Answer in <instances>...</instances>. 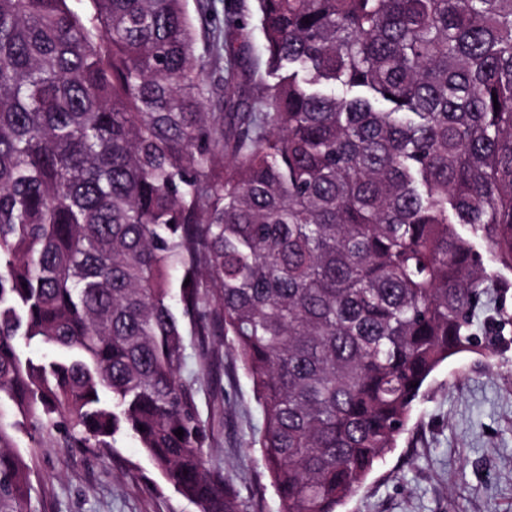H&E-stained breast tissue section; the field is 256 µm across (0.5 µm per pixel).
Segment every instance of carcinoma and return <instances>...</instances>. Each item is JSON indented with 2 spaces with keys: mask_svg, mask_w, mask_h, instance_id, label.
Returning a JSON list of instances; mask_svg holds the SVG:
<instances>
[{
  "mask_svg": "<svg viewBox=\"0 0 512 512\" xmlns=\"http://www.w3.org/2000/svg\"><path fill=\"white\" fill-rule=\"evenodd\" d=\"M87 2L0 0V512L46 429L130 436L199 512H243L187 335L205 369L209 337L236 351L279 512H339L430 375L512 326L486 306L512 272V0H257L266 77L219 84L187 0ZM200 19L236 56L246 22Z\"/></svg>",
  "mask_w": 512,
  "mask_h": 512,
  "instance_id": "cac0c4a2",
  "label": "carcinoma"
}]
</instances>
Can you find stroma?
<instances>
[{
	"label": "stroma",
	"instance_id": "stroma-1",
	"mask_svg": "<svg viewBox=\"0 0 512 512\" xmlns=\"http://www.w3.org/2000/svg\"><path fill=\"white\" fill-rule=\"evenodd\" d=\"M219 358L198 406L213 425L209 463L222 466L248 512H279L252 440L262 413L236 352L211 339ZM31 467L27 512H198L138 443L68 448L55 434L24 449ZM341 512H512V329L493 357L462 354L428 380L396 448Z\"/></svg>",
	"mask_w": 512,
	"mask_h": 512
}]
</instances>
